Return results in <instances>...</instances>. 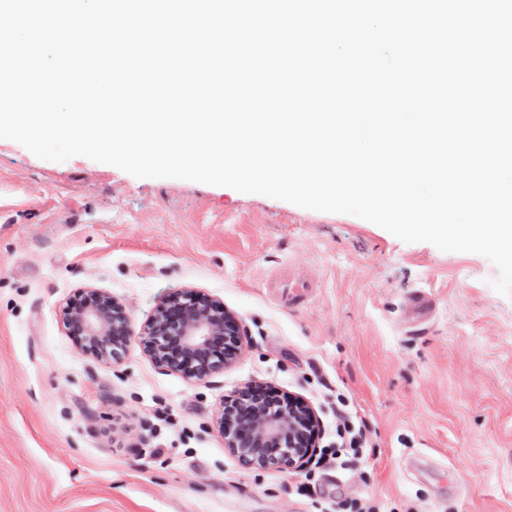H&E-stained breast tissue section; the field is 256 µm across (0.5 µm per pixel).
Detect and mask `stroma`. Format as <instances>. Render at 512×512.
<instances>
[{
    "mask_svg": "<svg viewBox=\"0 0 512 512\" xmlns=\"http://www.w3.org/2000/svg\"><path fill=\"white\" fill-rule=\"evenodd\" d=\"M292 266L303 304L268 286ZM475 253L406 243L347 214L181 179L137 178L0 139V512H512V299ZM187 287L247 334L223 375L187 378L130 342L115 365L62 322L96 288L132 333ZM417 290L435 311L407 324ZM251 383L306 400L334 439L328 390L370 441L339 469L242 468L217 411Z\"/></svg>",
    "mask_w": 512,
    "mask_h": 512,
    "instance_id": "1",
    "label": "stroma"
}]
</instances>
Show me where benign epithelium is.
<instances>
[{"mask_svg": "<svg viewBox=\"0 0 512 512\" xmlns=\"http://www.w3.org/2000/svg\"><path fill=\"white\" fill-rule=\"evenodd\" d=\"M67 329L83 337L84 353L104 361L121 360L132 337L126 308L111 294L88 289L79 303L68 307ZM143 353L156 364L199 380L224 373L241 346L240 329L224 305L180 289L162 297L154 317L137 336ZM275 409L250 400L244 385L219 408L217 420L224 447L240 466L282 471L292 469L313 452L308 442L317 416L313 408L288 398ZM283 446L280 456L268 448Z\"/></svg>", "mask_w": 512, "mask_h": 512, "instance_id": "obj_1", "label": "benign epithelium"}]
</instances>
